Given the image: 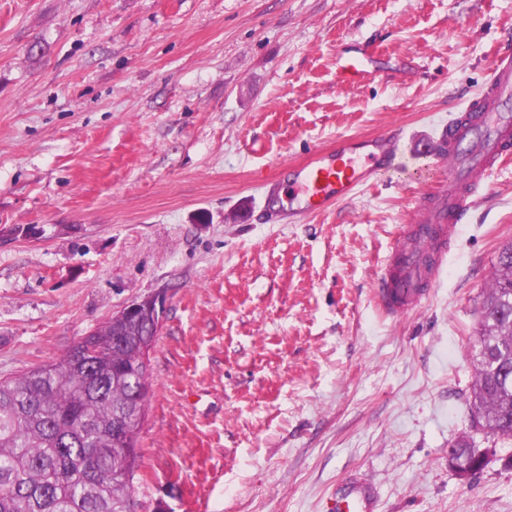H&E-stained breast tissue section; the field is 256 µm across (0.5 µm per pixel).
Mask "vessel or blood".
<instances>
[{"instance_id": "obj_1", "label": "vessel or blood", "mask_w": 512, "mask_h": 512, "mask_svg": "<svg viewBox=\"0 0 512 512\" xmlns=\"http://www.w3.org/2000/svg\"><path fill=\"white\" fill-rule=\"evenodd\" d=\"M490 77L481 93L448 125L437 147L421 145L420 158L438 157L448 164V186L439 205H420L419 217L403 231L400 243L388 253L381 267L376 297L387 313L399 315L421 301L423 285L438 277L445 251L439 245L447 233L468 215L484 175L512 158V48L494 52ZM396 144L380 136L363 140L360 147L343 140L329 151L316 153L303 164L289 166V187L280 179L263 183L265 193L287 190L290 208L278 221L297 220L325 212L355 195L376 174L381 160L396 158ZM344 500L348 512H373L369 485L351 484Z\"/></svg>"}]
</instances>
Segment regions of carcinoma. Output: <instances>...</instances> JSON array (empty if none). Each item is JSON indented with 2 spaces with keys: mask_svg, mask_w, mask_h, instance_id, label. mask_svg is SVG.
I'll list each match as a JSON object with an SVG mask.
<instances>
[{
  "mask_svg": "<svg viewBox=\"0 0 512 512\" xmlns=\"http://www.w3.org/2000/svg\"><path fill=\"white\" fill-rule=\"evenodd\" d=\"M471 387L472 416L493 434L512 438V244L498 254L483 293ZM134 341L112 344V329L80 338L59 359L0 382V512H134L132 468L118 416L145 413L136 394ZM450 464L462 476L483 467L462 439Z\"/></svg>",
  "mask_w": 512,
  "mask_h": 512,
  "instance_id": "carcinoma-1",
  "label": "carcinoma"
}]
</instances>
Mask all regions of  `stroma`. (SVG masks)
Segmentation results:
<instances>
[{
	"label": "stroma",
	"mask_w": 512,
	"mask_h": 512,
	"mask_svg": "<svg viewBox=\"0 0 512 512\" xmlns=\"http://www.w3.org/2000/svg\"><path fill=\"white\" fill-rule=\"evenodd\" d=\"M512 43V0H0V381L132 299L169 301L133 495L146 512H512V440L471 421L482 293L512 242V160L429 295L376 303L385 255L447 181L436 141ZM368 76L342 83L337 58ZM402 165L295 224L259 182L344 138ZM488 449L462 477L448 450ZM347 512H373L374 498L369 485L366 483L351 484L344 494Z\"/></svg>",
	"instance_id": "obj_1"
}]
</instances>
